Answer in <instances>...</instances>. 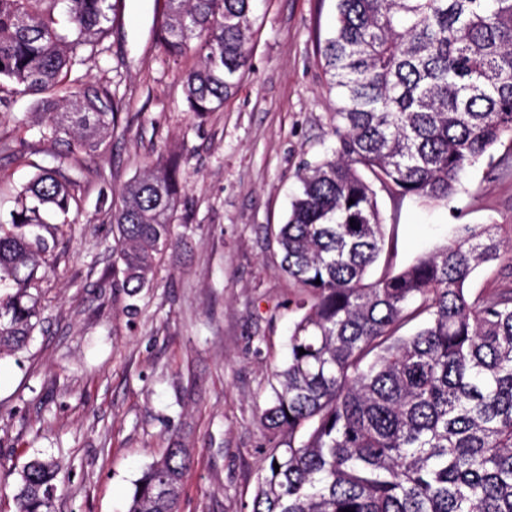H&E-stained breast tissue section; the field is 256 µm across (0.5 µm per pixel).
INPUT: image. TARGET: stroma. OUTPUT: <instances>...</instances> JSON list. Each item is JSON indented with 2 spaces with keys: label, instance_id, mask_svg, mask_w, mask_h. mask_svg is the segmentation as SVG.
Masks as SVG:
<instances>
[{
  "label": "stroma",
  "instance_id": "35a3bbf8",
  "mask_svg": "<svg viewBox=\"0 0 512 512\" xmlns=\"http://www.w3.org/2000/svg\"><path fill=\"white\" fill-rule=\"evenodd\" d=\"M163 0H119L87 81L120 98L118 125L89 160L80 203L57 238L36 295L28 350L0 358V512H15L17 473L31 457L60 465L52 512H126L135 481L173 442L190 448L180 512H250L269 453L261 411L288 356L298 314L275 232L304 162L334 146L318 45L335 0H257L250 67L213 113L189 112L182 77L155 37ZM32 97H14L0 133V212L33 174L19 150L50 162ZM496 145L468 167L447 203L377 193L385 250L379 278L445 244L453 224L512 237V159ZM176 157L179 240L153 284L128 296L112 273V225L100 191L119 195L151 161Z\"/></svg>",
  "mask_w": 512,
  "mask_h": 512
}]
</instances>
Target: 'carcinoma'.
<instances>
[{
    "instance_id": "cac0c4a2",
    "label": "carcinoma",
    "mask_w": 512,
    "mask_h": 512,
    "mask_svg": "<svg viewBox=\"0 0 512 512\" xmlns=\"http://www.w3.org/2000/svg\"><path fill=\"white\" fill-rule=\"evenodd\" d=\"M114 10L112 0H0V106L39 96L40 137L60 146L52 165L29 162L20 208L0 222V355L27 347L39 315L30 289L56 247L48 233L70 223L81 162L120 117L107 86L77 75L102 53ZM254 12L255 0H164L158 42L175 61L197 57L184 76L194 114L237 92ZM319 50L336 145L304 166L275 234L302 314L262 410L276 444L251 512H512V284L467 288L484 264L506 257L512 268V245L457 224L448 243L367 280L385 245L377 188L448 202L506 135L512 151V0H336ZM101 196L112 270L133 296L176 244L177 166L158 160L119 201ZM190 464V449H167L127 512H178ZM58 473L51 459L26 462L15 512H51Z\"/></svg>"
}]
</instances>
